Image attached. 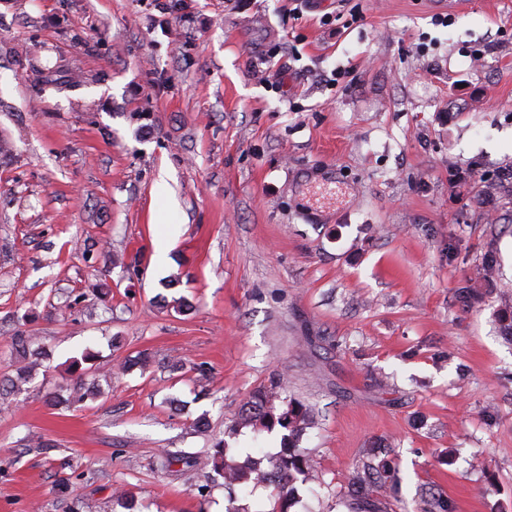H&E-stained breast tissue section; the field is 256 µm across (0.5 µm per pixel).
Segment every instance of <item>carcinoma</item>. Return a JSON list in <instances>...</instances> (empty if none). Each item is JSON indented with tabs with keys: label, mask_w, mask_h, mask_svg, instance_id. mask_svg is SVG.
<instances>
[{
	"label": "carcinoma",
	"mask_w": 512,
	"mask_h": 512,
	"mask_svg": "<svg viewBox=\"0 0 512 512\" xmlns=\"http://www.w3.org/2000/svg\"><path fill=\"white\" fill-rule=\"evenodd\" d=\"M36 82L58 92L70 90L80 85V75L71 68L43 70L33 68ZM501 308L498 318L512 331V292L503 289L500 292ZM12 355L16 363L17 379L27 381L30 366L26 360L33 354L30 350L28 337L17 335L11 340ZM288 390V374L282 369L272 376L269 383L252 391L243 402L240 410V420L247 424L271 430L278 426L287 431L283 435V446L279 452L263 458H250L240 464L226 457L224 440L216 439L213 444L214 453L204 457L190 455H169L167 466L185 465L187 467L210 466L212 470L224 479V486L231 489L234 485L247 480L257 485L273 487L275 503L271 512H290L296 499V483L299 479L307 480L313 477L314 462L303 450L298 448V440L310 424L311 409L303 403L285 398ZM93 394L91 388H83V381L76 382L73 394L68 399L50 392L46 397L47 405L51 407L70 408L84 401L85 397ZM370 477H357L360 491L357 494V510L368 506L369 493L387 492L393 487L394 475L387 460H380L377 465L369 467Z\"/></svg>",
	"instance_id": "cac0c4a2"
}]
</instances>
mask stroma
<instances>
[{"mask_svg":"<svg viewBox=\"0 0 512 512\" xmlns=\"http://www.w3.org/2000/svg\"><path fill=\"white\" fill-rule=\"evenodd\" d=\"M191 11L0 0V377L12 336L46 352L0 397V512H124L127 494L135 512H225L221 482L163 454L215 435L277 453L283 429L226 430L283 368L316 408L293 512H351L382 442L399 493L381 512H512V340L478 275L496 257L512 287V0ZM61 65L81 86L37 91L33 67ZM86 353L101 394L49 409ZM129 355L146 362L113 372Z\"/></svg>","mask_w":512,"mask_h":512,"instance_id":"obj_1","label":"stroma"}]
</instances>
